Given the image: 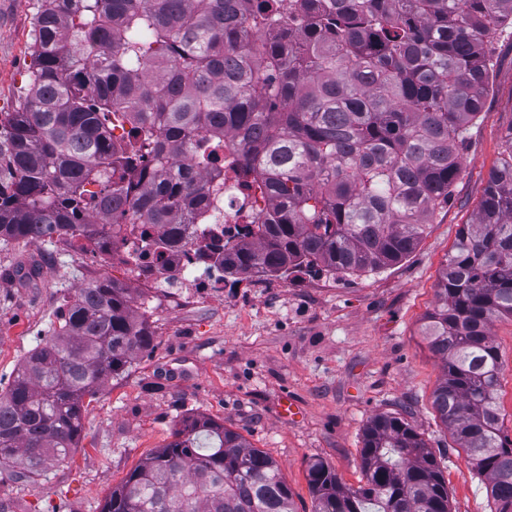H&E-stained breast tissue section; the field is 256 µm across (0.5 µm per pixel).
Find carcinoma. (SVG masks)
Wrapping results in <instances>:
<instances>
[{
  "instance_id": "1",
  "label": "carcinoma",
  "mask_w": 512,
  "mask_h": 512,
  "mask_svg": "<svg viewBox=\"0 0 512 512\" xmlns=\"http://www.w3.org/2000/svg\"><path fill=\"white\" fill-rule=\"evenodd\" d=\"M29 89L0 117V238H92L143 218L203 221L206 163L268 194L255 240L224 245V277L376 272L407 258L460 171L459 145L482 110L492 26L512 0H39ZM137 105L128 140L112 113ZM232 136L226 140V136ZM157 162L153 187L137 193ZM99 190L90 194L86 185ZM512 318V132L471 223L436 284L423 336L442 375L432 406L512 512V437L488 328ZM154 333L111 280L73 296L58 329L0 393V475L31 482L77 448L84 398L148 349ZM365 484L312 461L313 512H450L437 458L407 419L365 427ZM102 512H295L279 464L238 432L192 418L112 489Z\"/></svg>"
}]
</instances>
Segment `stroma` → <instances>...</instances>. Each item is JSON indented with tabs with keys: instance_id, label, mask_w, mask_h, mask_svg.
I'll list each match as a JSON object with an SVG mask.
<instances>
[{
	"instance_id": "obj_1",
	"label": "stroma",
	"mask_w": 512,
	"mask_h": 512,
	"mask_svg": "<svg viewBox=\"0 0 512 512\" xmlns=\"http://www.w3.org/2000/svg\"><path fill=\"white\" fill-rule=\"evenodd\" d=\"M36 0H0V113L13 111L28 81ZM484 107L460 149V172L417 249L400 263L358 275H299L254 282L239 276L216 297L203 288H135L133 304L154 332L86 398L77 448L37 483L0 475V512H102L121 484L185 419L206 416L241 433L280 465L297 512H311L307 466L321 460L341 481L363 482L365 426L405 417L435 453L451 512H493L482 480L455 449L432 407L441 375L423 337L439 270L469 223L512 129V28L491 34ZM124 273L97 266L73 242L0 240V388L59 325L77 288ZM490 336L503 362L498 404L512 434V319ZM300 408L280 413L282 395Z\"/></svg>"
}]
</instances>
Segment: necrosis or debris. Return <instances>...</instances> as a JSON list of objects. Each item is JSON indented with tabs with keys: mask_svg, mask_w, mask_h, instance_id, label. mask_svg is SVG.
Masks as SVG:
<instances>
[{
	"mask_svg": "<svg viewBox=\"0 0 512 512\" xmlns=\"http://www.w3.org/2000/svg\"><path fill=\"white\" fill-rule=\"evenodd\" d=\"M198 171L211 192L209 223L177 225L170 247L162 250L155 243L160 228L141 223L118 226L114 235L97 246L80 240L81 250H94L100 263L123 265L130 283L143 288H207L223 294L224 270L199 257V243L211 239L241 242L243 225L250 216L269 211L270 203L261 192L219 176L213 167L203 164Z\"/></svg>",
	"mask_w": 512,
	"mask_h": 512,
	"instance_id": "1",
	"label": "necrosis or debris"
}]
</instances>
